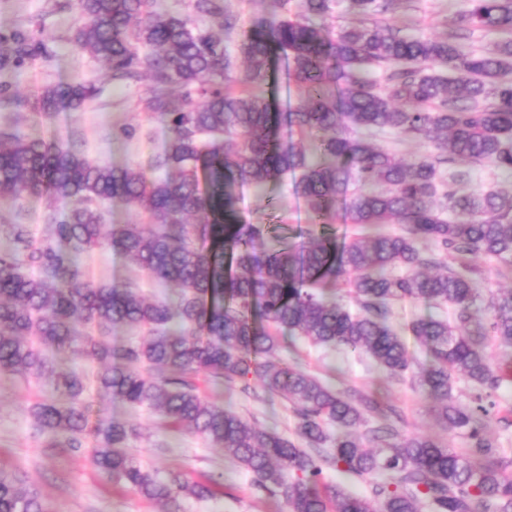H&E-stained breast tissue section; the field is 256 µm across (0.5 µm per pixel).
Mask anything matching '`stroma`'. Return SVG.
Returning a JSON list of instances; mask_svg holds the SVG:
<instances>
[{"label":"stroma","instance_id":"stroma-1","mask_svg":"<svg viewBox=\"0 0 512 512\" xmlns=\"http://www.w3.org/2000/svg\"><path fill=\"white\" fill-rule=\"evenodd\" d=\"M238 17V31L225 34L227 45H235L238 32L258 17L273 13L292 15L299 0H224ZM406 18L411 21L406 34L447 35L450 15L466 11L469 0H407ZM81 23L77 0H0V34L22 28L46 41L51 57H33L12 71H0V87L19 96L18 104L0 109V130L29 137L68 143L88 159L135 169L146 168L151 156L160 152L171 132L168 125L147 112L139 100L137 83L112 82L107 66L80 50L73 42ZM92 83L98 89L84 111L62 112L45 119L34 110L32 101L45 87L59 84ZM274 110L285 111L297 104L302 88L288 82L282 59L271 58L261 85ZM70 207L44 196L21 201L0 198V224L27 225L37 242L47 241L50 225L64 220ZM241 223L271 225L265 239L274 251L297 242L311 227L310 215L290 181L270 183L265 190L240 189L236 204ZM86 280L96 285L130 284L151 299L174 297V287L156 282L135 267L124 255L109 246L95 247L81 256ZM279 353L303 371L333 388L352 394H371L392 407L399 436H431L459 451H467L471 441L464 432L442 427L434 403L410 380H388L367 355L340 348L318 346L295 338H281ZM53 367L82 374V397L93 418L115 419L140 427L126 451L142 465L160 475L180 474L191 481L210 478L223 483V493L207 500L190 495L181 498L183 512H288L286 503L257 492L249 476L225 458L200 435L178 429L146 407H131L103 398L93 360L66 352L55 355ZM200 394L230 407L240 416L297 440L296 416L288 401L276 394L262 397L228 388L203 375L196 376ZM58 397L52 378L36 379L0 372V470L15 474L34 488L47 512H163L161 505L122 488L101 475L90 461L93 438L83 448H52L50 436L41 430L35 416L37 404ZM493 408L487 418V434L492 438L497 461L512 462V379L492 393Z\"/></svg>","mask_w":512,"mask_h":512}]
</instances>
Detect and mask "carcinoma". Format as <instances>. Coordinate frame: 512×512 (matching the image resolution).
<instances>
[{
	"label": "carcinoma",
	"mask_w": 512,
	"mask_h": 512,
	"mask_svg": "<svg viewBox=\"0 0 512 512\" xmlns=\"http://www.w3.org/2000/svg\"><path fill=\"white\" fill-rule=\"evenodd\" d=\"M331 0H302L303 14L260 18L235 53L197 19H238L217 0H193L194 15L154 9V0H78L84 23L76 45L109 64L112 79L148 81L144 107L171 136L150 162L152 174L94 163L69 146L0 131V197L47 196L71 204L53 232L72 245L67 261L29 237L24 224H0L14 244L0 250V371L54 375L61 402L41 404L40 426L82 447L95 438L92 461L112 481L165 512H181V495L200 500L221 485L163 477L124 451L134 426L90 424L80 402L82 377L55 373L46 351L74 348L99 364L96 381L109 399L154 409L224 449L259 491L281 497L288 512H512V477L490 461L484 433L488 393L504 380L488 338L512 349V289L480 286L479 262L512 263V192L458 193L462 171L448 163H489L512 171V40L464 53L446 37H411L384 18L398 0H346L360 25L329 31ZM469 30H512V0H470L459 18ZM279 52L288 79L304 87L299 103L271 111L255 87L270 54ZM47 45L27 31L0 34V69L20 67ZM386 70L384 83L370 69ZM183 89L179 102L171 90ZM89 84L44 88L37 110L47 119L79 112L96 95ZM411 134L433 152L402 160L375 142L380 133ZM319 136L313 158L301 136ZM292 176L316 224L337 214L360 226L402 224L403 233L350 239L311 235L267 251L264 224H241L235 188L256 189ZM119 201L144 224H114L103 238V206ZM107 244L156 281L179 288L177 302L150 300L129 285L84 279L80 255ZM344 286L353 313L325 290ZM446 304L453 319L424 314L409 330L428 365L414 358L389 320V304ZM116 326L144 327L136 343L105 340ZM369 355L389 379L408 378L438 402L444 427L473 440L463 454L425 437H379L364 448L356 429L379 408L347 395L276 354L275 333ZM228 384L259 379L292 404L296 431L308 447L247 421L200 395L193 377ZM475 387L471 404L452 400L453 379ZM336 469L383 475L373 497L325 480L317 454ZM0 512H45L37 491L0 472Z\"/></svg>",
	"instance_id": "cac0c4a2"
}]
</instances>
